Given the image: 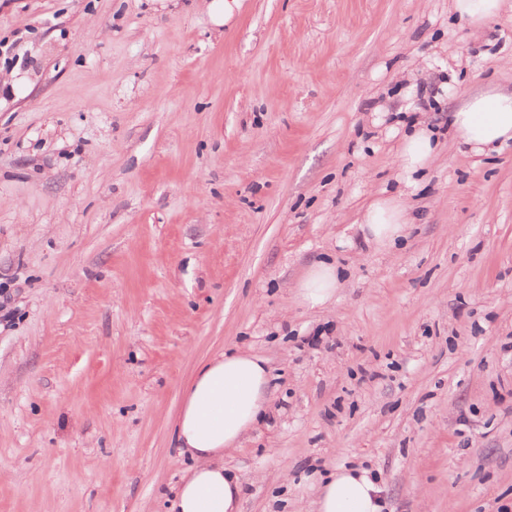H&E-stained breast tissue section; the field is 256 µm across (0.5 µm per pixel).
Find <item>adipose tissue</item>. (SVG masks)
<instances>
[{
	"label": "adipose tissue",
	"mask_w": 512,
	"mask_h": 512,
	"mask_svg": "<svg viewBox=\"0 0 512 512\" xmlns=\"http://www.w3.org/2000/svg\"><path fill=\"white\" fill-rule=\"evenodd\" d=\"M448 125L459 143L486 154L512 141V92L495 89L470 95L450 112ZM398 160L403 189L375 196L359 228L364 241L394 246L410 221L405 203L416 174L430 168L438 140L426 122L413 123L402 137ZM340 286L338 267L313 263L296 286V297L310 308L331 302ZM270 372L264 358L247 350L221 354L205 363L186 389L175 435L181 453L192 460L173 502L174 512H241L243 482L224 465L254 428L270 398ZM381 489L368 470L342 467L319 482L313 512H382Z\"/></svg>",
	"instance_id": "adipose-tissue-1"
}]
</instances>
